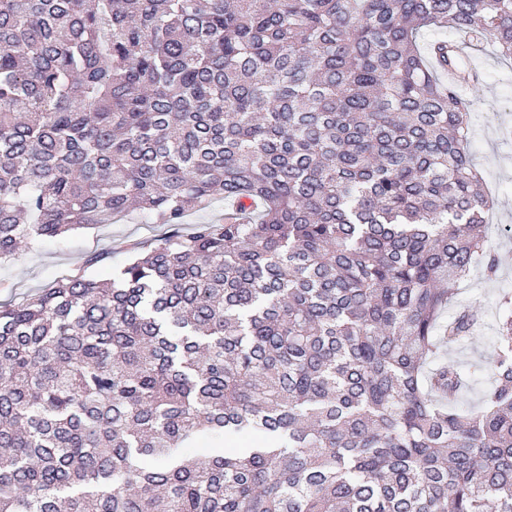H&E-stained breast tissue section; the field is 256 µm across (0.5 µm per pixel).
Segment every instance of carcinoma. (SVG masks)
Wrapping results in <instances>:
<instances>
[{
    "label": "carcinoma",
    "mask_w": 512,
    "mask_h": 512,
    "mask_svg": "<svg viewBox=\"0 0 512 512\" xmlns=\"http://www.w3.org/2000/svg\"><path fill=\"white\" fill-rule=\"evenodd\" d=\"M458 37L512 0H0V260L171 228L0 305V512H512V293L478 404L434 365L498 272ZM221 221L224 222V202H216L207 210L191 213L187 217V224H182L180 231L186 234L192 232L196 224L218 223Z\"/></svg>",
    "instance_id": "obj_1"
}]
</instances>
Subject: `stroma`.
<instances>
[{"label": "stroma", "instance_id": "obj_1", "mask_svg": "<svg viewBox=\"0 0 512 512\" xmlns=\"http://www.w3.org/2000/svg\"><path fill=\"white\" fill-rule=\"evenodd\" d=\"M481 79L474 89L470 150L482 173L485 189L495 200L486 216L490 247L499 259L494 279L473 273L460 286V298L476 309L482 322L477 340L452 346L450 360L464 369L480 366V386L468 392L464 405L477 403L489 384L494 358L492 336L498 321L501 291L512 292V61L500 57L492 44L472 52L469 61ZM163 224L121 221L80 228L0 261V303L9 305L41 292L63 277L79 272L99 278L115 276L128 261L131 244L147 247L166 235Z\"/></svg>", "mask_w": 512, "mask_h": 512}]
</instances>
